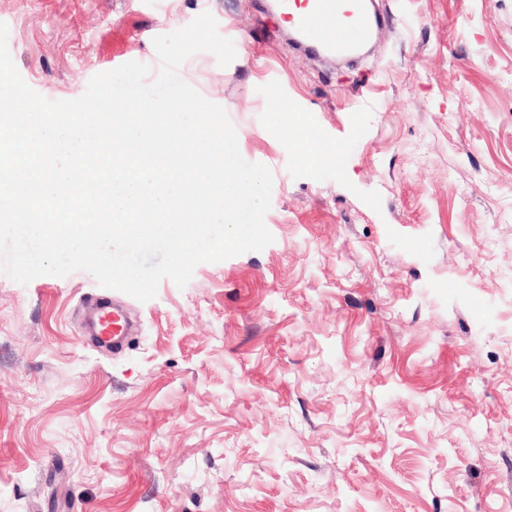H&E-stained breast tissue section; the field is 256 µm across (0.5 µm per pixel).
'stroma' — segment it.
<instances>
[{"label":"stroma","mask_w":512,"mask_h":512,"mask_svg":"<svg viewBox=\"0 0 512 512\" xmlns=\"http://www.w3.org/2000/svg\"><path fill=\"white\" fill-rule=\"evenodd\" d=\"M373 8L325 63L261 0H0L50 100L210 12L234 61L178 74L271 171L274 237L123 295L119 353L90 273L0 274V512H512V0ZM86 307L97 311L86 326L87 335L92 336L95 344L113 350L122 345L131 326L128 312L121 305L102 306L97 299L87 302Z\"/></svg>","instance_id":"35a3bbf8"}]
</instances>
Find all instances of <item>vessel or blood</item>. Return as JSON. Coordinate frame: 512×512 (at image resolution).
<instances>
[{
  "label": "vessel or blood",
  "instance_id": "b4317fda",
  "mask_svg": "<svg viewBox=\"0 0 512 512\" xmlns=\"http://www.w3.org/2000/svg\"><path fill=\"white\" fill-rule=\"evenodd\" d=\"M294 7L287 20L298 40L314 33H326L327 39L317 47V54L333 56L350 50L359 40L372 35L377 17L366 9L362 0H290ZM95 315L87 323V333L96 345L116 348L122 345L131 326L127 311L119 305L105 307L98 301L88 303Z\"/></svg>",
  "mask_w": 512,
  "mask_h": 512
}]
</instances>
